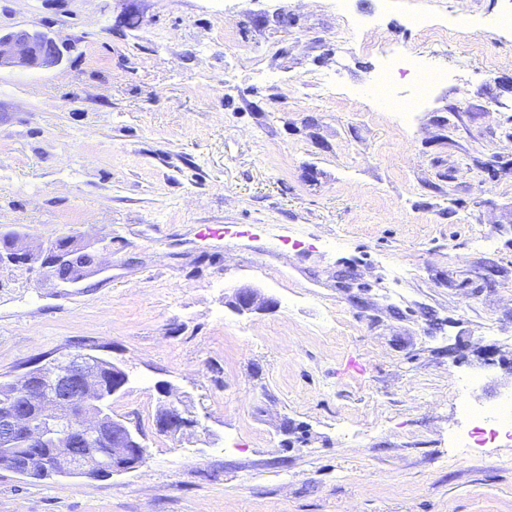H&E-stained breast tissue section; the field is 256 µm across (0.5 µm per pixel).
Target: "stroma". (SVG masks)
<instances>
[{
    "instance_id": "35a3bbf8",
    "label": "stroma",
    "mask_w": 512,
    "mask_h": 512,
    "mask_svg": "<svg viewBox=\"0 0 512 512\" xmlns=\"http://www.w3.org/2000/svg\"><path fill=\"white\" fill-rule=\"evenodd\" d=\"M431 17L423 36L411 15ZM512 0H0L56 37L0 68V382L89 350L147 460L0 471V512H512ZM387 51L447 71L408 124ZM201 224L233 237L200 240ZM93 258L61 283L38 256ZM253 288L276 309L239 315ZM168 381L197 418L154 428ZM19 240V237L13 236L7 238L5 242L1 241L0 266L3 264H24L36 259L32 253L19 246ZM75 247L82 248V251L86 254V256L92 259L91 255L84 251V247L78 245L75 241L70 240L69 238H65L57 241L54 245H52V247H50L47 255L42 260V265L54 269H58L67 265L73 260L78 252H80H75Z\"/></svg>"
}]
</instances>
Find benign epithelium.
Returning a JSON list of instances; mask_svg holds the SVG:
<instances>
[{
	"label": "benign epithelium",
	"instance_id": "1",
	"mask_svg": "<svg viewBox=\"0 0 512 512\" xmlns=\"http://www.w3.org/2000/svg\"><path fill=\"white\" fill-rule=\"evenodd\" d=\"M61 60L55 38L35 27L0 32L1 68L48 70ZM75 247L77 243L68 238L57 241L42 265L54 269L67 265L77 255ZM33 260V254L19 246V237L0 243V266ZM229 307L244 315L270 310L275 302L242 288ZM105 368L102 358L83 353L51 365L35 379L15 380L14 395L20 405L0 414V470L34 479L39 473L98 479L140 468L147 457L145 434L124 417H112V447H86V441L107 420L99 407L120 395L129 383L127 372L114 364L112 385H107ZM196 425L179 399L165 404L155 419L156 431L169 436Z\"/></svg>",
	"mask_w": 512,
	"mask_h": 512
}]
</instances>
